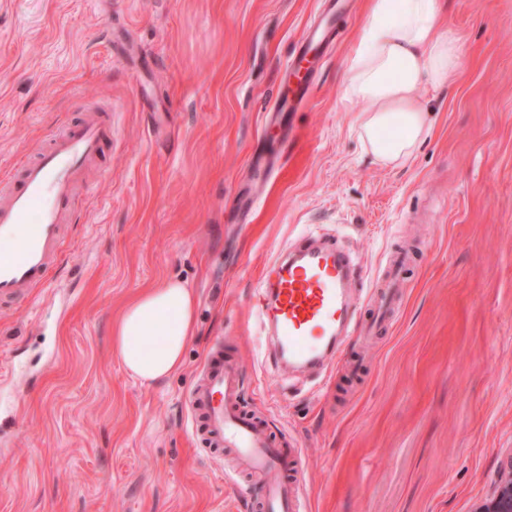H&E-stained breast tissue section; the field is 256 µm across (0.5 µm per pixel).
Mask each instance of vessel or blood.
<instances>
[{
    "label": "vessel or blood",
    "instance_id": "vessel-or-blood-1",
    "mask_svg": "<svg viewBox=\"0 0 512 512\" xmlns=\"http://www.w3.org/2000/svg\"><path fill=\"white\" fill-rule=\"evenodd\" d=\"M334 27H315L303 39L287 73L303 78L291 93H281L274 110L282 113L306 102L315 86V70H302L307 56H322L335 44ZM112 135V114L88 113L79 123L62 125L35 162L0 183V302H20L38 288L65 259L67 230L73 221L74 191L88 166L97 162L103 139ZM274 279L265 280L254 306L266 341L292 370H310L338 354L343 336L357 322L349 288L354 269L329 244L306 242L279 254ZM241 370L225 358L216 341L188 402L196 434L208 447L232 451L244 473L264 483L260 512H302L298 476L299 449L273 445L238 407Z\"/></svg>",
    "mask_w": 512,
    "mask_h": 512
}]
</instances>
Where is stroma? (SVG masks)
Here are the masks:
<instances>
[{"instance_id":"obj_1","label":"stroma","mask_w":512,"mask_h":512,"mask_svg":"<svg viewBox=\"0 0 512 512\" xmlns=\"http://www.w3.org/2000/svg\"><path fill=\"white\" fill-rule=\"evenodd\" d=\"M463 52L421 89L433 131L402 166L363 148L342 74L367 0H0V181L63 122L112 108L53 287L0 307V512H249L257 489L194 434L188 392L214 341L239 405L298 444L305 512H474L512 457V0H447ZM336 42L308 102L271 112L318 18ZM400 299L341 367L277 368L251 315L267 267L305 237ZM177 277L196 295L182 369L143 386L113 320Z\"/></svg>"}]
</instances>
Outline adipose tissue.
Here are the masks:
<instances>
[{
    "instance_id": "ef3b65f1",
    "label": "adipose tissue",
    "mask_w": 512,
    "mask_h": 512,
    "mask_svg": "<svg viewBox=\"0 0 512 512\" xmlns=\"http://www.w3.org/2000/svg\"><path fill=\"white\" fill-rule=\"evenodd\" d=\"M443 0H369L357 45L343 72L345 96L365 102L360 137L384 165L412 156L430 132L418 98L443 88L462 61L441 24ZM195 296L179 279L139 292L112 325V352L124 370L150 386L178 372L194 336Z\"/></svg>"
}]
</instances>
